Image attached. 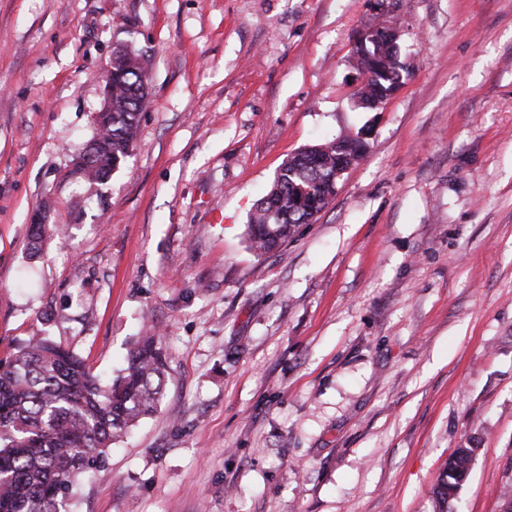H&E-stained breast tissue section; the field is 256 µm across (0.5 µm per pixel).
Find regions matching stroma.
<instances>
[{"label":"stroma","instance_id":"1","mask_svg":"<svg viewBox=\"0 0 512 512\" xmlns=\"http://www.w3.org/2000/svg\"><path fill=\"white\" fill-rule=\"evenodd\" d=\"M378 0H0V359L42 334L97 373L143 317L157 413L67 512H454L512 492V0H399L403 85L358 105ZM148 77L136 146L91 190L115 46ZM368 133L314 223L257 259L291 156ZM63 234L32 257L39 205ZM476 448H456L435 487L439 511H448V500L454 499L470 475L471 456Z\"/></svg>","mask_w":512,"mask_h":512}]
</instances>
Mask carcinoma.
I'll list each match as a JSON object with an SVG mask.
<instances>
[{"label": "carcinoma", "mask_w": 512, "mask_h": 512, "mask_svg": "<svg viewBox=\"0 0 512 512\" xmlns=\"http://www.w3.org/2000/svg\"><path fill=\"white\" fill-rule=\"evenodd\" d=\"M112 111L98 115V131L81 157L82 179L103 184L131 156L139 114L147 96L139 56L127 47L112 51ZM370 96L384 95L398 76L388 52ZM341 137L307 147L278 171L269 193L254 204L246 233L262 258L290 241L301 224L334 197L329 176L339 155L355 150ZM34 213L29 224L32 255L42 251L46 225ZM167 362L160 336L148 329L130 346L120 373L103 379L77 354L47 336H34L0 364V512H65L86 473L105 463L112 444L154 413L165 394ZM473 448H457L435 487L440 512L470 475Z\"/></svg>", "instance_id": "carcinoma-1"}]
</instances>
